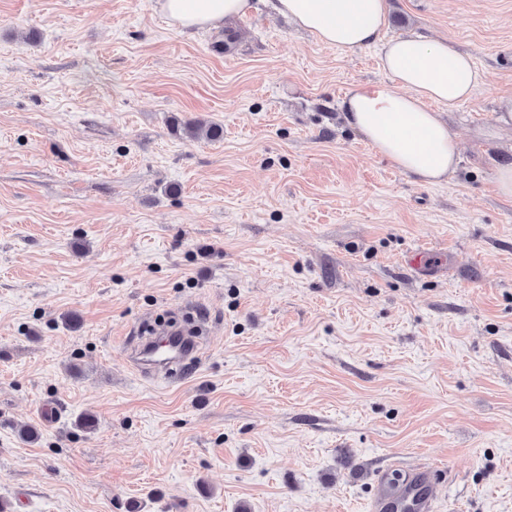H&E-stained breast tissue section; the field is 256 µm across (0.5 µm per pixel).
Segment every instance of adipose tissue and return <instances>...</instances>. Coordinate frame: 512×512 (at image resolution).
Here are the masks:
<instances>
[{
    "label": "adipose tissue",
    "mask_w": 512,
    "mask_h": 512,
    "mask_svg": "<svg viewBox=\"0 0 512 512\" xmlns=\"http://www.w3.org/2000/svg\"><path fill=\"white\" fill-rule=\"evenodd\" d=\"M179 31L222 26L250 13L255 0H158ZM272 10L325 46L349 55L379 44L387 78L351 88L339 109L372 151L418 182L447 181L459 144L445 118L476 95L483 76L453 40L412 35L382 40L386 0H271Z\"/></svg>",
    "instance_id": "obj_1"
}]
</instances>
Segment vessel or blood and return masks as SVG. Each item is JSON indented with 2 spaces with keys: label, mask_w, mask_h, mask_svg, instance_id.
Here are the masks:
<instances>
[{
  "label": "vessel or blood",
  "mask_w": 512,
  "mask_h": 512,
  "mask_svg": "<svg viewBox=\"0 0 512 512\" xmlns=\"http://www.w3.org/2000/svg\"><path fill=\"white\" fill-rule=\"evenodd\" d=\"M198 342L189 330L173 328L161 338L143 340L130 352L140 378H179L194 363ZM438 476L422 467H378L367 502L369 512H436Z\"/></svg>",
  "instance_id": "b4317fda"
}]
</instances>
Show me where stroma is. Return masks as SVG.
<instances>
[{
  "instance_id": "stroma-1",
  "label": "stroma",
  "mask_w": 512,
  "mask_h": 512,
  "mask_svg": "<svg viewBox=\"0 0 512 512\" xmlns=\"http://www.w3.org/2000/svg\"><path fill=\"white\" fill-rule=\"evenodd\" d=\"M406 32L484 76L437 185L338 109L377 47L264 7L183 33L155 0H0L9 512H365L393 461L450 471L443 512H512V0H388ZM197 116L223 139L174 132ZM186 307L198 363L139 379L129 329ZM494 164L492 179L499 196L504 199H512V161Z\"/></svg>"
}]
</instances>
